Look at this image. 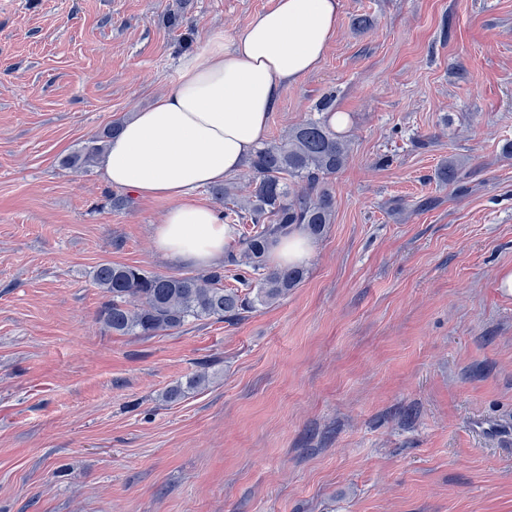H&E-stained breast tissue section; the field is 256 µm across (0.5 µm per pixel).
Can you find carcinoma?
<instances>
[{
	"label": "carcinoma",
	"instance_id": "1",
	"mask_svg": "<svg viewBox=\"0 0 512 512\" xmlns=\"http://www.w3.org/2000/svg\"><path fill=\"white\" fill-rule=\"evenodd\" d=\"M117 131L114 125L86 140L64 158V165L88 170ZM348 157L347 141L317 119L263 144L248 163L252 190L247 196L237 199L236 187L230 184L212 189L214 199L224 206L221 214L227 223L252 224L251 231L242 236L241 253L228 255L223 267L182 277L101 264L94 273V283L106 298L99 320L123 335L156 336L193 320L232 322L249 309L285 296L303 278V268L272 267L268 253L281 237L296 229L315 239L332 223L334 200L324 180L340 171ZM462 169V162L450 158L438 169L437 178L452 184ZM226 272L239 287H224Z\"/></svg>",
	"mask_w": 512,
	"mask_h": 512
}]
</instances>
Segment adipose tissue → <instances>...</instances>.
Segmentation results:
<instances>
[{
    "label": "adipose tissue",
    "mask_w": 512,
    "mask_h": 512,
    "mask_svg": "<svg viewBox=\"0 0 512 512\" xmlns=\"http://www.w3.org/2000/svg\"><path fill=\"white\" fill-rule=\"evenodd\" d=\"M341 0H274L232 39L207 37L168 93L120 128L103 181L167 201L157 250L198 268L224 259L231 231L198 188L241 173L262 145L282 86L311 71L336 35Z\"/></svg>",
    "instance_id": "adipose-tissue-1"
}]
</instances>
